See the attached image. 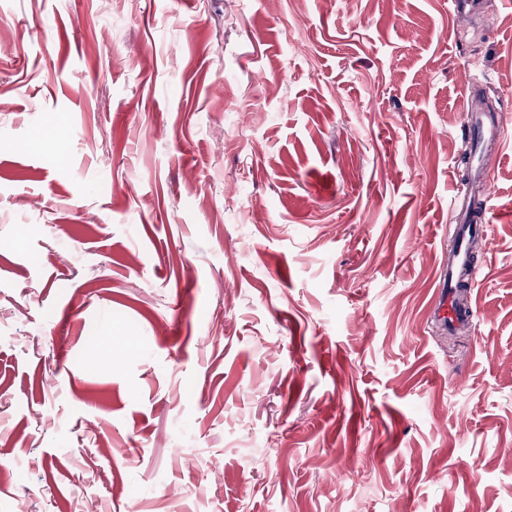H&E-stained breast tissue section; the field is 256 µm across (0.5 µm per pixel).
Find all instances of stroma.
Here are the masks:
<instances>
[{
    "label": "stroma",
    "instance_id": "obj_1",
    "mask_svg": "<svg viewBox=\"0 0 512 512\" xmlns=\"http://www.w3.org/2000/svg\"><path fill=\"white\" fill-rule=\"evenodd\" d=\"M0 0V512H512V0ZM476 84L477 318L430 316ZM477 100L475 86L473 84L468 85L463 100L464 115L466 116L468 139L478 149L486 138H499L501 136V126L494 121L488 125L485 121L476 117V113L479 112L476 107Z\"/></svg>",
    "mask_w": 512,
    "mask_h": 512
}]
</instances>
